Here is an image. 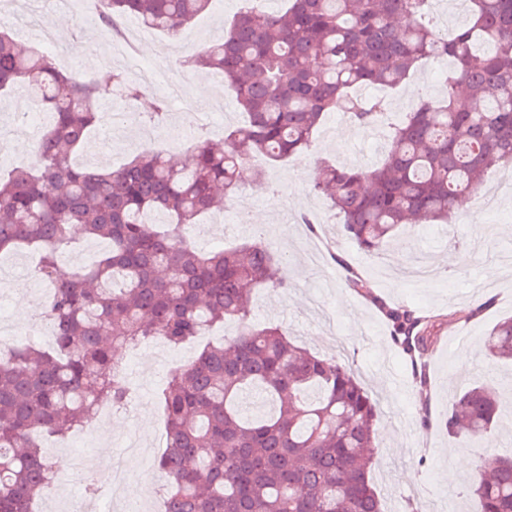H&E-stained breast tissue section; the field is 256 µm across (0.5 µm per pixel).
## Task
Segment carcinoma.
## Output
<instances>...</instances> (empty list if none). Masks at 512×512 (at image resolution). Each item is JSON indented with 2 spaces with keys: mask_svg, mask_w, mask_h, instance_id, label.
I'll use <instances>...</instances> for the list:
<instances>
[{
  "mask_svg": "<svg viewBox=\"0 0 512 512\" xmlns=\"http://www.w3.org/2000/svg\"><path fill=\"white\" fill-rule=\"evenodd\" d=\"M213 0H103L99 23L118 18L177 36ZM273 12L237 13L222 40L182 62L220 73L246 113L224 145L203 139L191 167L145 152L120 168L72 156L104 117L95 103L120 86L59 69L44 48L20 46L0 29V92L22 83L50 113L37 162L0 179V253L42 250L37 276L52 287L39 317L53 328L44 350L28 339L0 350V512H33L54 484L37 441L65 436L103 405L126 406L132 389L117 351L161 338L179 347L219 323L238 332L173 370L160 400L167 446L163 512H383L372 481L376 403L351 369L297 345L279 325L249 323L251 290L285 289L288 261L262 240L198 250L199 217L232 199L247 158L300 159L326 114L392 130L369 169L320 166L314 190L341 217V237L378 250L405 224L446 221L457 201L480 194L487 172L512 163V0H469L450 36L426 21L431 0H284ZM450 58L440 99L424 95L400 119L361 88L397 87L419 65ZM80 233L106 252L78 269L61 250ZM391 336L416 365L437 316L379 303ZM481 349L512 362V317ZM499 413L496 388L458 392L440 424L486 438ZM479 512H512V451L472 485Z\"/></svg>",
  "mask_w": 512,
  "mask_h": 512,
  "instance_id": "cac0c4a2",
  "label": "carcinoma"
}]
</instances>
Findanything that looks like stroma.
I'll use <instances>...</instances> for the list:
<instances>
[{
	"mask_svg": "<svg viewBox=\"0 0 512 512\" xmlns=\"http://www.w3.org/2000/svg\"><path fill=\"white\" fill-rule=\"evenodd\" d=\"M248 0H215L210 10L196 17L179 38L125 20L122 39H112L99 23L86 21L64 0H35L32 11L18 16L14 31L20 40L35 45L42 29L58 33L69 72L116 70L128 83L147 86L158 62H165L173 77H180L179 62L201 45L224 36L227 23L248 8ZM448 62L437 58L411 72L409 78L384 91L385 99L403 94L409 100L440 96ZM195 113L186 115L181 102L168 100L158 123L159 133L145 135L143 115L153 107L152 96L130 102L122 90L99 103L100 112L119 118L112 137L90 136L75 155L76 161L107 159L117 166L139 152L150 150L189 155L196 140H223L227 130L243 121V113L219 76L208 71L190 73ZM29 99L22 88L0 96V146L18 152L20 144H34L44 128H17L18 114ZM391 132L387 125L360 127L339 113L327 115L302 160L247 164L231 207L204 218L194 234L197 246H236L254 239L268 243L287 259L288 288H259L253 294L251 321L258 326L278 324L298 344L351 368L377 402L379 448L373 483L385 512H405L408 503L422 512H476L467 488L480 466L491 456L512 449V397L500 407L497 428L486 440L448 436L439 424L456 391L489 383L505 389L512 366L488 361L480 340L500 319L512 315V265L501 262L512 253V198L502 204L507 214L494 222L490 234L469 221L449 218L444 224H420L398 229L379 251L367 253L338 233L339 217L327 201L311 189L315 169L330 162L346 167H373L381 162ZM315 214L316 232L295 223L300 213ZM457 246L464 261L446 271L450 246ZM35 248L23 246L0 255V300L5 311L0 322L14 329L29 327L19 315L21 306L40 309L49 291L37 287L25 269ZM365 279L367 293L350 288L348 271ZM406 306L422 312L443 313L449 320L426 358L427 385H420L412 365L394 344L380 304ZM482 314L469 321L454 314L475 306ZM126 378L135 392L134 409L114 411L123 421L121 431L110 428L112 419L84 425L65 439L44 438L53 463L82 464L89 458L100 464L123 463L130 473L147 472L152 493L162 498L167 478L157 460L165 449L164 409L158 394L165 386L171 364L162 344L147 343L125 352Z\"/></svg>",
	"mask_w": 512,
	"mask_h": 512,
	"instance_id": "obj_1",
	"label": "stroma"
}]
</instances>
